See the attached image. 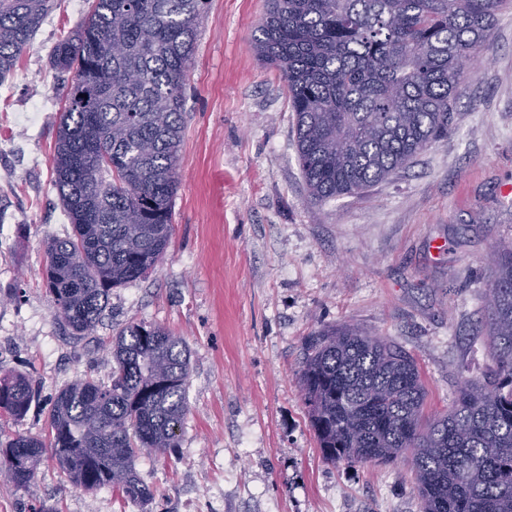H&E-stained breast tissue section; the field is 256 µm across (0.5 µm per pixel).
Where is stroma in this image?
Returning <instances> with one entry per match:
<instances>
[{
    "mask_svg": "<svg viewBox=\"0 0 512 512\" xmlns=\"http://www.w3.org/2000/svg\"><path fill=\"white\" fill-rule=\"evenodd\" d=\"M91 5L56 0L0 82V373L30 376L39 393L0 436L46 434L60 390L108 381L110 341L131 322L185 341L189 413L178 448L137 463L149 504L76 488L48 463L31 491L0 470V512H420L405 464L322 458L297 370L306 336L355 324L416 359L428 409L443 413L490 365L487 256L512 242V6L457 81L447 139L389 180L317 204L284 82L253 50L267 0H209L166 257L113 289L96 333L81 338L56 318L43 271L46 239L71 231L53 186L69 92L53 51Z\"/></svg>",
    "mask_w": 512,
    "mask_h": 512,
    "instance_id": "35a3bbf8",
    "label": "stroma"
}]
</instances>
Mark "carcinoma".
I'll list each match as a JSON object with an SVG mask.
<instances>
[{
    "label": "carcinoma",
    "mask_w": 512,
    "mask_h": 512,
    "mask_svg": "<svg viewBox=\"0 0 512 512\" xmlns=\"http://www.w3.org/2000/svg\"><path fill=\"white\" fill-rule=\"evenodd\" d=\"M512 0H268L253 37L282 74L296 115L298 162L324 202L389 179L447 137L460 61ZM208 0H93L54 49L72 74L56 124L54 187L72 234L46 243L45 291L74 336H90L112 289L147 277L173 231L186 72ZM54 0H0V81ZM484 331L494 364L426 413L415 358L351 324L305 339L299 381L323 457L402 461L422 512H512V244L489 257ZM108 382L83 377L53 399L49 441L0 442V469L33 487L54 459L78 488L146 502L143 454L178 447L188 414L189 352L161 325L112 337ZM31 380L0 375V420L25 416Z\"/></svg>",
    "instance_id": "obj_1"
}]
</instances>
